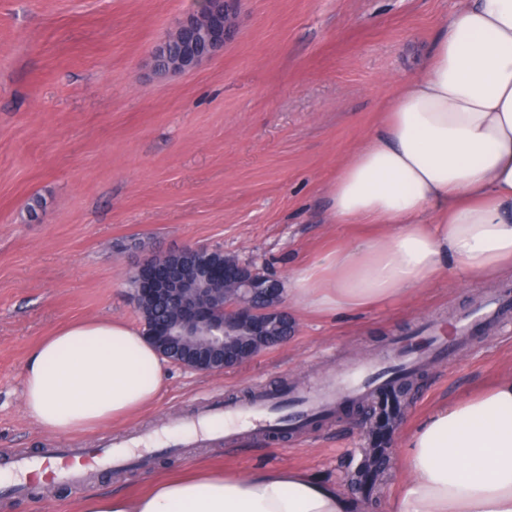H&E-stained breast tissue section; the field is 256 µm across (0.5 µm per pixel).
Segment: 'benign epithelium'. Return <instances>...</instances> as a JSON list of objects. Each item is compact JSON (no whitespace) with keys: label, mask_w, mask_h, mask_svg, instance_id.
Segmentation results:
<instances>
[{"label":"benign epithelium","mask_w":512,"mask_h":512,"mask_svg":"<svg viewBox=\"0 0 512 512\" xmlns=\"http://www.w3.org/2000/svg\"><path fill=\"white\" fill-rule=\"evenodd\" d=\"M239 0H204L206 8L186 12L173 31L157 43L152 63L160 73H187L224 50L237 30ZM201 251L199 246L154 255L137 264L132 276L147 284V294L168 304L176 320L160 337L159 350L168 356L173 347L181 354L173 363L199 373L222 371L255 357L272 337L290 322L282 307L280 282L250 265L230 284L211 277L189 276L183 259Z\"/></svg>","instance_id":"benign-epithelium-1"}]
</instances>
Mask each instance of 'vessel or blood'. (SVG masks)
<instances>
[{
  "mask_svg": "<svg viewBox=\"0 0 512 512\" xmlns=\"http://www.w3.org/2000/svg\"><path fill=\"white\" fill-rule=\"evenodd\" d=\"M512 320V285L506 284L497 292L480 301L472 310L457 319L454 334H440L438 322H426L421 334L408 336L397 342L391 351L382 353L369 362L355 364L339 372L336 377L322 378L312 384L292 389L290 418L295 426L304 427L321 414L334 412L344 402L366 396L389 394L394 388L399 369L416 370L435 362H445L466 345L474 330L495 331L504 322ZM272 397L259 394L256 398L222 406H209L196 417L191 428L195 436L208 437L209 423L224 424V440L234 443L241 434L259 431L274 432ZM123 440H114L109 448H50L38 460L15 459L0 462V471L22 474L32 463L54 466L57 482L79 487L84 485L101 465H123Z\"/></svg>",
  "mask_w": 512,
  "mask_h": 512,
  "instance_id": "b4317fda",
  "label": "vessel or blood"
}]
</instances>
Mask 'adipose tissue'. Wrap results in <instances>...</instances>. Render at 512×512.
<instances>
[{"instance_id": "ef3b65f1", "label": "adipose tissue", "mask_w": 512, "mask_h": 512, "mask_svg": "<svg viewBox=\"0 0 512 512\" xmlns=\"http://www.w3.org/2000/svg\"><path fill=\"white\" fill-rule=\"evenodd\" d=\"M334 224L376 233L320 253L288 282L308 314L362 312L414 295L441 270L474 282L512 273V0H465L421 70L327 191ZM167 365L120 320L70 323L30 351L28 415L61 436L153 405ZM389 512H512V374L435 407L409 434ZM336 484L294 469L153 483L85 496L79 512H353Z\"/></svg>"}]
</instances>
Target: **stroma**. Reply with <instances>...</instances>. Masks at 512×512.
<instances>
[{"label": "stroma", "instance_id": "stroma-1", "mask_svg": "<svg viewBox=\"0 0 512 512\" xmlns=\"http://www.w3.org/2000/svg\"><path fill=\"white\" fill-rule=\"evenodd\" d=\"M194 3L0 0V453L156 437L143 465L99 472L79 489L0 482V512H75L91 493L278 467L339 483L361 512H388L415 424L437 402L512 372V326L422 370L392 437L391 475L370 500L351 481L370 427L364 408L229 446L185 447L184 424L259 384H302L368 361L420 322H452L491 283L444 274L412 297L337 318L287 300V343L218 373L169 365L156 404L121 424L63 437L27 416L24 364L44 337L77 319L142 328L130 270L148 255L201 245L286 281L321 251L369 233L326 223V187L461 0H241L222 52L188 74L153 73L154 45Z\"/></svg>", "mask_w": 512, "mask_h": 512}]
</instances>
